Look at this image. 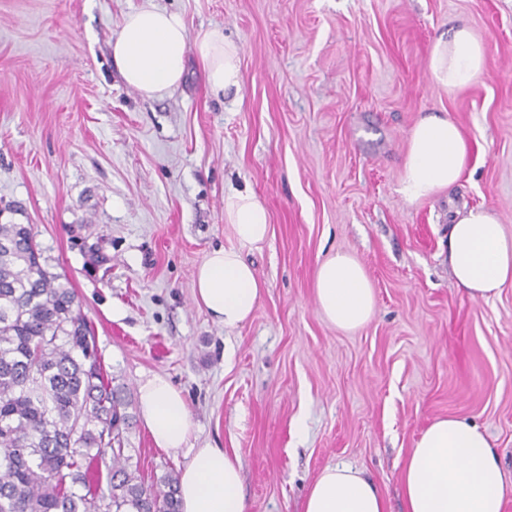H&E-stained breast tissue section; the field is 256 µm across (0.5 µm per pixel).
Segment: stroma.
Wrapping results in <instances>:
<instances>
[{
    "label": "stroma",
    "mask_w": 512,
    "mask_h": 512,
    "mask_svg": "<svg viewBox=\"0 0 512 512\" xmlns=\"http://www.w3.org/2000/svg\"><path fill=\"white\" fill-rule=\"evenodd\" d=\"M148 4L193 36L223 27L240 47L239 103L209 91L193 53L170 94L124 82L110 40ZM457 24L484 41L488 66L450 95L428 59ZM429 112L459 124L472 161L411 204L400 169ZM244 186L270 215L253 246L224 222L225 193ZM452 203L487 208L512 234V0H0V222L33 225L50 271L69 275L124 390L126 453L146 483L181 473L193 449L224 448L241 459L249 512H302L337 463L404 512L402 466L448 416L484 429L512 478V286L475 300L456 285ZM218 248L238 249L262 285L233 329L194 298ZM337 251L375 294L350 332L313 292ZM154 374L184 396L188 447H157L140 419L138 386Z\"/></svg>",
    "instance_id": "stroma-1"
}]
</instances>
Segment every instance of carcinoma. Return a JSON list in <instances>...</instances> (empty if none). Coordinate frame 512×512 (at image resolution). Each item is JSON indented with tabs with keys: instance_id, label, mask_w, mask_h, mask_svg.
I'll return each mask as SVG.
<instances>
[{
	"instance_id": "cac0c4a2",
	"label": "carcinoma",
	"mask_w": 512,
	"mask_h": 512,
	"mask_svg": "<svg viewBox=\"0 0 512 512\" xmlns=\"http://www.w3.org/2000/svg\"><path fill=\"white\" fill-rule=\"evenodd\" d=\"M127 429L68 275L33 225L0 224V512H180L177 477L129 470Z\"/></svg>"
}]
</instances>
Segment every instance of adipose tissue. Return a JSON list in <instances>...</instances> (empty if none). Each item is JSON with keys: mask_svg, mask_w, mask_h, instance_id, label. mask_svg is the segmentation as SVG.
<instances>
[{"mask_svg": "<svg viewBox=\"0 0 512 512\" xmlns=\"http://www.w3.org/2000/svg\"><path fill=\"white\" fill-rule=\"evenodd\" d=\"M112 60L128 86L153 98L176 90L189 51L200 57L206 83L216 95L242 88L240 48L212 27L190 36L177 13L155 6L129 12L111 43ZM485 44L465 25L433 43L428 68L433 82L448 93L467 87L486 69ZM471 159V146L448 115L423 116L408 137L399 192L410 203L428 200L454 185ZM224 222L243 245L263 242L271 224L268 211L251 190L224 196ZM448 264L470 297L490 299L512 284V235L482 207L454 210L448 233ZM261 284L251 263L233 249L209 252L196 273L195 300L225 327L251 319ZM316 302L338 329L365 326L375 295L361 264L337 251L316 268ZM140 417L157 447L188 446L193 423L184 398L166 377L155 374L138 387ZM241 460L223 448H197L179 481L181 512H247L241 492ZM401 484L405 512H503L508 488L487 434L467 419L451 416L431 423L408 456ZM303 512H388L385 499L360 470L348 465L324 468L312 483Z\"/></svg>", "mask_w": 512, "mask_h": 512, "instance_id": "1", "label": "adipose tissue"}]
</instances>
